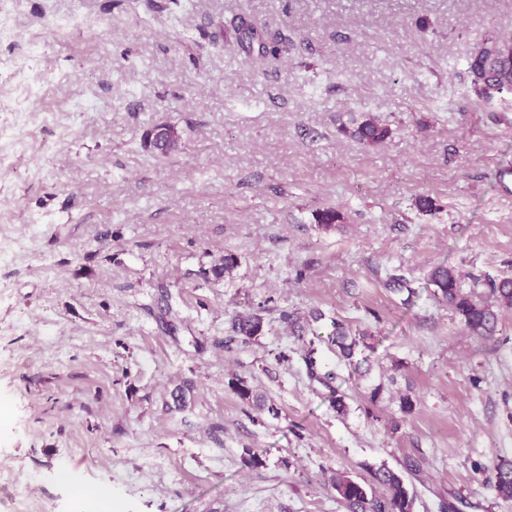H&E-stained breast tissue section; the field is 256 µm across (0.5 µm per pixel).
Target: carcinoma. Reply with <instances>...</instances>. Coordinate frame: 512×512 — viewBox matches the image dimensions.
Listing matches in <instances>:
<instances>
[{
	"label": "carcinoma",
	"mask_w": 512,
	"mask_h": 512,
	"mask_svg": "<svg viewBox=\"0 0 512 512\" xmlns=\"http://www.w3.org/2000/svg\"><path fill=\"white\" fill-rule=\"evenodd\" d=\"M228 28L238 35V41L248 52L257 51L262 58H277L290 50L292 40L281 31L268 32L252 25L230 22ZM473 92L487 101L501 94H512V33L493 32L480 41V46L466 60ZM340 132L364 146H376L389 138L393 129L378 117L367 114L353 126H343ZM145 144L154 152L170 156L181 150L182 138L178 130L168 124H159L145 131ZM238 264L233 254L224 255L211 267V273L221 278L232 273ZM435 294L441 296L458 316L463 328L471 335L491 337L499 326L498 313L489 300L512 307V278L474 281L473 286L483 285L485 291H463V284L456 268L436 266L429 275ZM261 316L250 314L235 320L234 329L244 342L257 339L262 332ZM367 336L351 334L343 324L334 323L332 342L340 353L349 358L359 343ZM494 488L498 497L512 499V460L502 459L494 467ZM383 491H378V488ZM336 493L349 512H412L415 495L410 492L403 477L386 467L372 472L369 481H357L346 475L336 477Z\"/></svg>",
	"instance_id": "obj_1"
}]
</instances>
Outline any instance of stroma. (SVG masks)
Wrapping results in <instances>:
<instances>
[{
  "label": "stroma",
  "mask_w": 512,
  "mask_h": 512,
  "mask_svg": "<svg viewBox=\"0 0 512 512\" xmlns=\"http://www.w3.org/2000/svg\"><path fill=\"white\" fill-rule=\"evenodd\" d=\"M235 17L293 49L247 54ZM11 25L0 464L36 485L28 512H72L77 486L113 512H348L332 476L383 465L414 512H512V308L479 338L428 283L512 278V95L466 71L512 0H24ZM365 113L393 129L372 148L338 131ZM156 124L180 152L144 146ZM336 322L369 337L352 358ZM143 140L155 153L170 156L179 152L182 138L178 130L168 124H159L145 131ZM263 324L261 316L250 314L235 320L234 329L242 336L244 342L257 339L262 332ZM494 488L499 498L512 499V460L501 459L494 467Z\"/></svg>",
  "instance_id": "1"
}]
</instances>
